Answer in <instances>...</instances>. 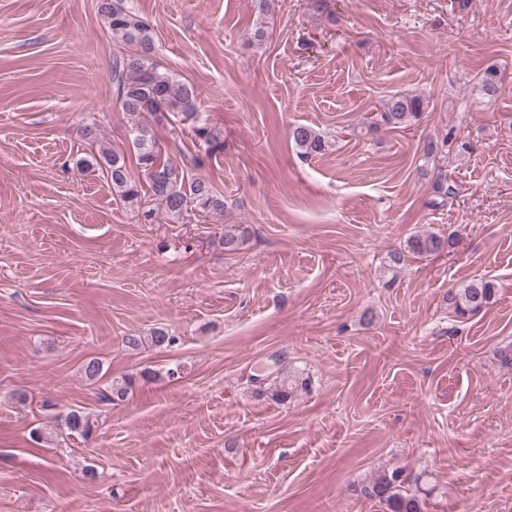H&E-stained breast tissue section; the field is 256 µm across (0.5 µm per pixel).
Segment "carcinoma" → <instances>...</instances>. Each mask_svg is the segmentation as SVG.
<instances>
[{
    "mask_svg": "<svg viewBox=\"0 0 512 512\" xmlns=\"http://www.w3.org/2000/svg\"><path fill=\"white\" fill-rule=\"evenodd\" d=\"M102 14L112 40L123 45L124 54L112 61V85L115 105L131 116L128 144L143 169L147 187L136 183L128 171L125 152L105 144L96 123L89 122L80 129L86 143L97 148L91 155L77 161L84 170L100 169L106 173L113 191L120 200L136 210L139 220L153 224L158 214L176 222L190 212L216 214L224 212V196L216 192L204 179L191 174V169L172 159L157 140L154 127L172 117L183 125L191 124L198 147L208 158L224 152V138L199 112L198 95L194 86L176 78L154 59L155 44L150 22L126 5V0H101ZM500 78L496 68L488 66L481 79V88L487 97L495 96ZM422 101L417 96L396 94L385 104L383 120L400 128L421 114ZM291 139L301 153L310 156L325 150L328 141L315 129L297 125L291 130ZM246 230L234 224L224 228L221 244L227 253H235ZM451 239L426 233L408 239L410 253L419 256L435 255L448 250ZM496 285L488 280L474 281L456 292L448 293V301L459 317L476 314L495 296ZM159 349L174 345L177 337L163 328L150 336H128L125 343L131 349L144 341ZM132 387V380L113 383L99 394L107 404L122 402ZM70 434L87 437L95 429L92 413L81 408L72 409L61 418ZM415 478L403 479L397 471L379 475L364 488V494L384 505L386 512H425V500L410 485Z\"/></svg>",
    "mask_w": 512,
    "mask_h": 512,
    "instance_id": "obj_1",
    "label": "carcinoma"
}]
</instances>
